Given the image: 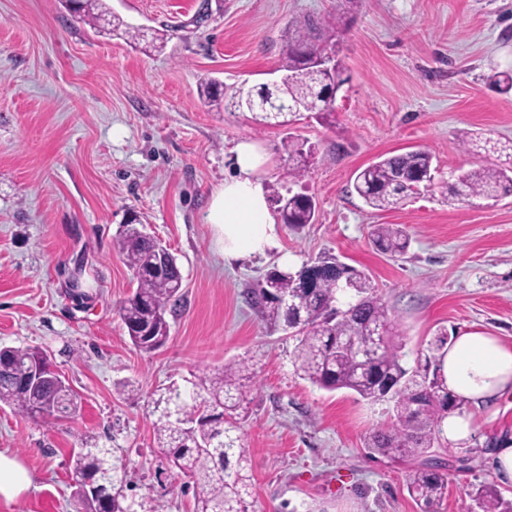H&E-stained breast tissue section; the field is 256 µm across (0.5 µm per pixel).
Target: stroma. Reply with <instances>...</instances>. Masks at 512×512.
Returning a JSON list of instances; mask_svg holds the SVG:
<instances>
[{
  "instance_id": "1",
  "label": "stroma",
  "mask_w": 512,
  "mask_h": 512,
  "mask_svg": "<svg viewBox=\"0 0 512 512\" xmlns=\"http://www.w3.org/2000/svg\"><path fill=\"white\" fill-rule=\"evenodd\" d=\"M136 27L165 31L145 53L96 33L62 0H0V347L47 354L77 400L32 417L0 406V450L33 486L0 512H75L71 458L105 446L135 512H193L187 479L155 439L157 390L185 386L233 361L256 384L240 414L252 468L249 512H420L408 484L418 463L369 452L393 421L391 401L327 391L294 367L295 331L261 318L248 292L271 267L298 271L333 257L367 274L395 317L403 364L436 361L439 330H480L512 343V195L458 202L424 191L378 212L354 192L355 172L426 147L443 175L497 166L465 152L469 132L512 140V94L490 84L512 72V0H107ZM334 51L345 82L329 120L297 114L255 131L246 112L204 107L200 83L255 85L275 77L295 32ZM313 148L288 174L289 138ZM241 139L271 157L264 186L312 196L316 221L280 225L275 248L228 268L206 222ZM177 256L183 298L170 337L144 352L119 317L134 291L116 247L130 216ZM398 224L406 255L377 251L370 233ZM512 437V396L484 411L469 445L429 449L448 477L438 512H478L477 489L498 481L486 451Z\"/></svg>"
}]
</instances>
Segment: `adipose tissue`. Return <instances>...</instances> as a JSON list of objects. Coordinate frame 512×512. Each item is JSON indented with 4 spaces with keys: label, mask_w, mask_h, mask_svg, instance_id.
<instances>
[{
    "label": "adipose tissue",
    "mask_w": 512,
    "mask_h": 512,
    "mask_svg": "<svg viewBox=\"0 0 512 512\" xmlns=\"http://www.w3.org/2000/svg\"><path fill=\"white\" fill-rule=\"evenodd\" d=\"M231 171L214 193L207 215L225 265H237L265 255L278 239V223L261 182L269 164L257 143L242 140L229 150ZM439 372L463 409L442 422L451 446L474 435L478 414L512 393V344L500 337L467 331L438 355Z\"/></svg>",
    "instance_id": "obj_1"
}]
</instances>
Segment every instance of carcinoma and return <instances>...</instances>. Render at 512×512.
Segmentation results:
<instances>
[{"instance_id":"carcinoma-1","label":"carcinoma","mask_w":512,"mask_h":512,"mask_svg":"<svg viewBox=\"0 0 512 512\" xmlns=\"http://www.w3.org/2000/svg\"><path fill=\"white\" fill-rule=\"evenodd\" d=\"M74 17L93 28L104 21L112 31L124 30L133 42L145 38L140 27L124 26L102 0H65ZM326 46L300 33L288 44L282 64L285 80L276 90L265 84L255 86L257 100H283L296 111L272 112L244 107L237 93L225 98L224 83L209 80L201 87L204 104L216 110L249 111L257 126L271 121L287 126L286 116L309 111L312 90L341 85L335 77L312 69L313 60L324 55ZM311 149L300 141H288L290 175H304ZM437 168L424 148L391 155L373 162L356 175L357 195L378 211L396 209L411 194L434 186L448 193V181L436 180ZM462 199L494 198L512 194V162L498 168L478 166L458 175ZM283 224L298 226L315 220L313 197L294 194L284 197L273 191ZM374 247L383 254L400 257L410 246L408 233L397 224H375L371 231ZM120 253L137 281L134 293L125 299L118 313L134 346L151 352L169 339L167 314L181 301L182 274L177 258L168 255V266L158 269L157 242L141 233L140 225L129 221L118 242ZM301 271L292 273L276 266L268 270L251 291V301L269 324L296 330V369L313 384L328 390L348 389L369 401L390 397L394 421L369 437L367 448L393 460L421 455L433 447L441 435V421L461 402L448 392L442 379H416L403 365L402 345L396 342L397 323L381 299L367 295L365 275L329 258L316 263L315 284L300 287ZM358 337L370 353L362 361L347 346ZM7 363L0 369V406L27 415L52 416L74 406L65 381L45 379L25 385L35 351L29 348L3 349ZM254 372L243 361L199 377L192 393L185 396L177 386L166 389L153 400L157 415L154 431L158 446L168 449L174 466L192 483L194 512H248L245 496L250 481L249 463L239 435L237 411L247 399ZM114 465L106 448H83L74 460L73 497L82 512H131L112 495ZM447 489V478L433 459L423 461L410 481V491L423 512H433ZM481 512H512V503L503 502L498 492L484 486L475 493Z\"/></svg>"}]
</instances>
